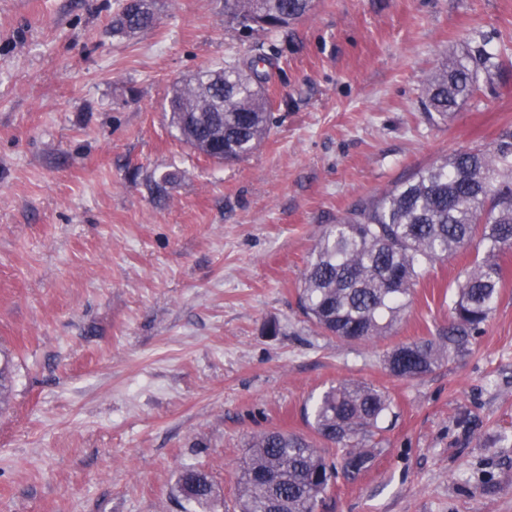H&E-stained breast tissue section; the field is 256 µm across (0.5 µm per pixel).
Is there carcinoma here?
Instances as JSON below:
<instances>
[{
    "instance_id": "cac0c4a2",
    "label": "carcinoma",
    "mask_w": 512,
    "mask_h": 512,
    "mask_svg": "<svg viewBox=\"0 0 512 512\" xmlns=\"http://www.w3.org/2000/svg\"><path fill=\"white\" fill-rule=\"evenodd\" d=\"M314 0H224L226 22L243 30L286 28ZM151 0H126L112 18L114 33L133 36L155 25ZM253 58L198 71L173 86L171 100L187 115L171 118L181 140L219 163L248 158L273 126L270 101ZM494 63L482 46L441 63L429 74L424 110L441 120L491 83ZM223 98L224 126L185 123ZM512 247V129L488 144L455 151L411 179L360 201L318 238L303 273L299 306L308 322L343 342L370 343L402 318L415 288L438 261L474 249L455 280L448 325L438 336L389 351V372L418 379L463 355L489 319L503 279L500 254ZM392 411L389 396L367 384L341 381L313 412V435L270 429L250 436L236 481L238 512H312L338 474L354 478L370 464L372 442ZM181 496L198 505L215 497L211 477L195 469L178 478Z\"/></svg>"
}]
</instances>
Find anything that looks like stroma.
Here are the masks:
<instances>
[{
    "label": "stroma",
    "instance_id": "35a3bbf8",
    "mask_svg": "<svg viewBox=\"0 0 512 512\" xmlns=\"http://www.w3.org/2000/svg\"><path fill=\"white\" fill-rule=\"evenodd\" d=\"M123 2L0 0V512H232L248 438L308 432L350 379L393 412L320 512H512V249L469 352L420 379L385 356L447 325L469 255L436 263L370 344L298 308L327 225L512 124V0H315L249 37L224 0H153L154 27L121 38ZM478 45L493 87L430 120L428 74ZM261 49L269 136L240 162L199 156L170 124L173 83ZM187 468L212 477L210 508L180 497Z\"/></svg>",
    "mask_w": 512,
    "mask_h": 512
}]
</instances>
